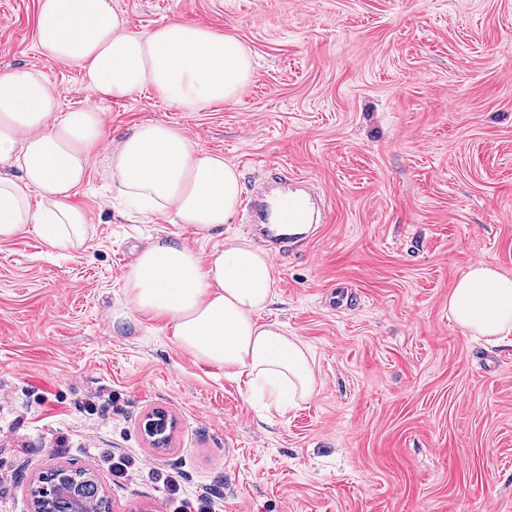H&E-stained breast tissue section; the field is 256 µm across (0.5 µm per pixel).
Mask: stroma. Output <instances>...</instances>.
<instances>
[{
    "mask_svg": "<svg viewBox=\"0 0 512 512\" xmlns=\"http://www.w3.org/2000/svg\"><path fill=\"white\" fill-rule=\"evenodd\" d=\"M125 25L180 16L238 38L256 64L238 99L179 112L156 94L100 101L80 67L42 55L39 0H0V73L41 72L63 111L106 125H178L234 165L242 204L203 240L126 217L102 158L74 199L90 238L66 254L33 232L0 242V512H26L32 476L131 461L97 476L115 512H176L168 477L216 512H512V344L448 312L472 263L512 274V0H112ZM269 194L309 198L314 237L271 255L259 319L307 345L317 386L260 419L243 381L197 360L161 320L113 331L124 278L152 238L201 255L265 248ZM177 421L155 454L140 424ZM154 457L153 470L134 461Z\"/></svg>",
    "mask_w": 512,
    "mask_h": 512,
    "instance_id": "35a3bbf8",
    "label": "stroma"
}]
</instances>
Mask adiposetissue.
I'll list each match as a JSON object with an SVG mask.
<instances>
[{"mask_svg": "<svg viewBox=\"0 0 512 512\" xmlns=\"http://www.w3.org/2000/svg\"><path fill=\"white\" fill-rule=\"evenodd\" d=\"M36 41L46 57L77 63L103 100L150 90L178 111L199 112L237 99L255 75L235 37L181 18L134 32L111 0H39ZM99 155L134 212L171 218L200 238L223 234L241 203L235 167L199 151L182 129L148 120L112 134L98 108L61 113L59 92L39 72L19 69L0 74V241L32 231L59 251L81 247L89 218L72 197ZM123 293L113 325L136 312L165 321L183 350L245 379L267 408L285 410L313 395L307 346L280 324L256 319L273 302L276 281L268 255L249 241H229L204 258L186 244L156 239L139 253ZM448 310L462 329L506 339L512 275L470 265Z\"/></svg>", "mask_w": 512, "mask_h": 512, "instance_id": "1", "label": "adipose tissue"}]
</instances>
